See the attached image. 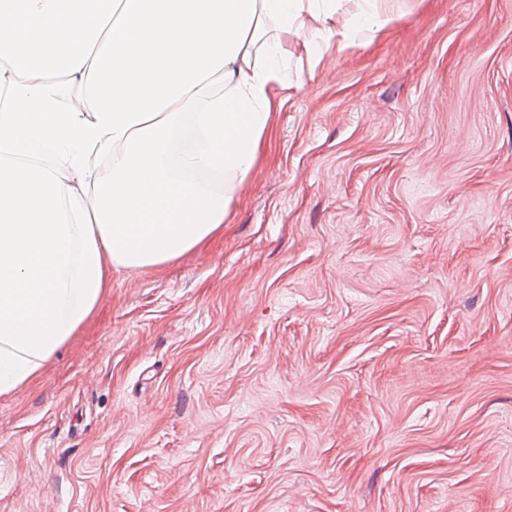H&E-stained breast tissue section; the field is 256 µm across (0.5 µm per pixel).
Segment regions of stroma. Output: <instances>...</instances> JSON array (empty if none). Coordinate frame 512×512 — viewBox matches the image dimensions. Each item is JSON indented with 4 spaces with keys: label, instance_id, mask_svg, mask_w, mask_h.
<instances>
[{
    "label": "stroma",
    "instance_id": "1",
    "mask_svg": "<svg viewBox=\"0 0 512 512\" xmlns=\"http://www.w3.org/2000/svg\"><path fill=\"white\" fill-rule=\"evenodd\" d=\"M319 8L223 237L0 395V512H512V0Z\"/></svg>",
    "mask_w": 512,
    "mask_h": 512
}]
</instances>
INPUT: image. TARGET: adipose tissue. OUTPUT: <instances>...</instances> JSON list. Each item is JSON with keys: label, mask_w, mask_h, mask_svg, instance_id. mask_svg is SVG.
<instances>
[{"label": "adipose tissue", "mask_w": 512, "mask_h": 512, "mask_svg": "<svg viewBox=\"0 0 512 512\" xmlns=\"http://www.w3.org/2000/svg\"><path fill=\"white\" fill-rule=\"evenodd\" d=\"M304 32H329L310 0H0V395L111 272L223 231Z\"/></svg>", "instance_id": "1"}]
</instances>
